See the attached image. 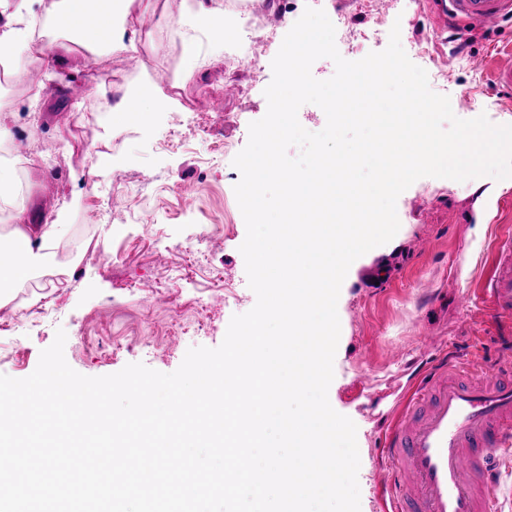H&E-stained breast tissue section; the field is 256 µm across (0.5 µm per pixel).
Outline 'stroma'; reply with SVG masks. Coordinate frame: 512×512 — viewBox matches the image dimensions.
<instances>
[{"label": "stroma", "mask_w": 512, "mask_h": 512, "mask_svg": "<svg viewBox=\"0 0 512 512\" xmlns=\"http://www.w3.org/2000/svg\"><path fill=\"white\" fill-rule=\"evenodd\" d=\"M214 2L156 0L135 21L133 48L103 65L77 50L74 75L95 66L103 76L81 99L52 83L36 108L30 90L5 93L17 119L0 153L16 162L27 217L62 208L70 228L56 250L63 283L32 279L0 306V374L29 376L60 328L66 361L80 374L110 375L136 362L171 373L189 348L218 347L232 316L255 305L239 251L246 225L232 161L250 123L267 112L271 62L289 28L278 21L277 0H252L265 51L259 67L238 63L233 47L211 42L196 23ZM308 6L325 11L349 61L385 49L399 26L407 56L426 70L433 91L449 96L458 118L483 114L512 124V92L491 83L507 56L488 55L483 71L438 65L453 50L471 56L512 44V19L461 35L453 26L438 29L425 0H288L290 22ZM179 19L192 24L201 45L198 71L186 82L185 46L173 26ZM143 88L176 100V108L144 126L114 122L113 104ZM464 97L472 107L460 106ZM21 154L28 164L18 163ZM396 210L397 234L352 263L337 304L341 331L328 399L357 428L361 512H385L379 429L400 411L426 362L417 336L440 337L463 359L477 349L488 357L511 353L483 312L460 309L456 297L488 274L495 226L512 225V179L424 177L398 197ZM205 231L210 241L185 252ZM177 269L183 280L173 279Z\"/></svg>", "instance_id": "35a3bbf8"}]
</instances>
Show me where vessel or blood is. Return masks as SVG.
<instances>
[{"mask_svg":"<svg viewBox=\"0 0 512 512\" xmlns=\"http://www.w3.org/2000/svg\"><path fill=\"white\" fill-rule=\"evenodd\" d=\"M484 27L512 15V0H438ZM487 304L512 322V226L499 228L485 288L459 293L462 308ZM391 512H502L501 465L512 458V361L470 367L437 357L423 370L400 415L382 434Z\"/></svg>","mask_w":512,"mask_h":512,"instance_id":"b4317fda","label":"vessel or blood"}]
</instances>
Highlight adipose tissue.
I'll use <instances>...</instances> for the list:
<instances>
[{
	"label": "adipose tissue",
	"mask_w": 512,
	"mask_h": 512,
	"mask_svg": "<svg viewBox=\"0 0 512 512\" xmlns=\"http://www.w3.org/2000/svg\"><path fill=\"white\" fill-rule=\"evenodd\" d=\"M152 0H53L48 16L31 9L29 0H0V59H9V75L24 81L26 66L12 57L11 47L19 46L35 56L47 78L67 79L71 72L70 57L75 47L90 50L95 60L128 51L133 45L127 35L132 10L147 13ZM150 110H143V102ZM173 101L153 96L149 89L123 95L112 108L114 121L147 123L155 112H166ZM15 174L11 166L0 164V206L9 207L17 222L9 232L12 248L0 251V300L11 289L25 287L27 281L43 269L50 249L68 232L62 212L46 215L39 224L27 223V201L14 189Z\"/></svg>",
	"instance_id": "obj_1"
}]
</instances>
